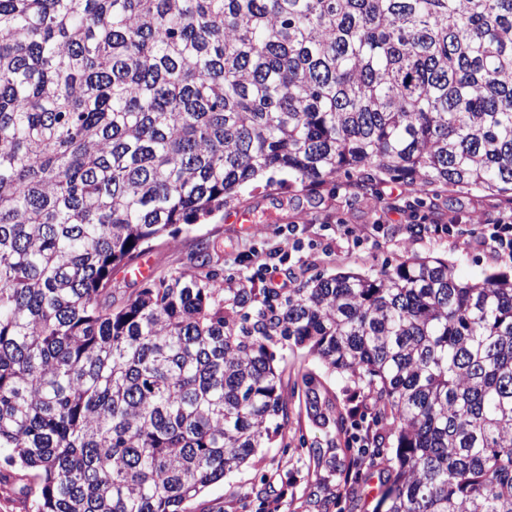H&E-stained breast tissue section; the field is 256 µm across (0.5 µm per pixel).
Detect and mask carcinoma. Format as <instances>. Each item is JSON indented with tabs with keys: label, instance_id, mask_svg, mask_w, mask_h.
Wrapping results in <instances>:
<instances>
[{
	"label": "carcinoma",
	"instance_id": "carcinoma-1",
	"mask_svg": "<svg viewBox=\"0 0 512 512\" xmlns=\"http://www.w3.org/2000/svg\"><path fill=\"white\" fill-rule=\"evenodd\" d=\"M512 207V0H0V486L30 512H191L288 424L276 348L395 438L377 512H512V273L440 258L288 295L115 272L259 172Z\"/></svg>",
	"mask_w": 512,
	"mask_h": 512
}]
</instances>
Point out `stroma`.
I'll list each match as a JSON object with an SVG mask.
<instances>
[{"label": "stroma", "mask_w": 512, "mask_h": 512, "mask_svg": "<svg viewBox=\"0 0 512 512\" xmlns=\"http://www.w3.org/2000/svg\"><path fill=\"white\" fill-rule=\"evenodd\" d=\"M391 185V180L378 179L359 187L341 176L335 185L314 193L298 182L286 188L272 186L267 175H260L241 187L223 211L151 251L152 271L157 274L191 266L201 243L207 242L213 245L212 255L225 274L246 277L250 271L238 263V256L275 245L292 226L302 239L301 249L281 264L279 276L297 288L320 274L351 271L371 275L415 256L447 259L465 280L512 271V260L466 246L461 239L413 237L396 214L390 215L382 236L350 249L337 235V224L370 228L379 212V198L389 193ZM430 199L437 220L445 223L452 219L465 229H482L508 211L497 197L485 193L441 189L431 193ZM247 209L264 216V223H238L239 213ZM315 366V360L301 354L280 363L282 391L289 403L282 440L259 449L240 471L202 493L192 504L193 512H268L267 505L274 500L280 512H376L384 484L392 475L385 457L356 466L358 448L353 445L340 452V469L331 471L316 466L307 452L296 450L302 440L308 448L327 449L336 438L334 428L310 421L294 391L298 371Z\"/></svg>", "instance_id": "stroma-1"}]
</instances>
